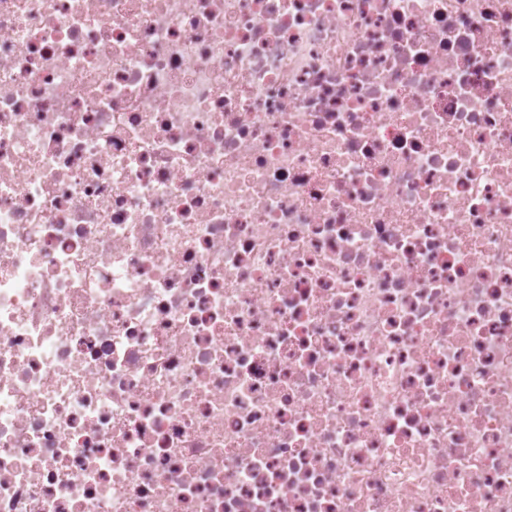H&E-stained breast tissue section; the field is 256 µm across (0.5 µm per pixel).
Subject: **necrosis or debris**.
I'll use <instances>...</instances> for the list:
<instances>
[{
  "label": "necrosis or debris",
  "mask_w": 512,
  "mask_h": 512,
  "mask_svg": "<svg viewBox=\"0 0 512 512\" xmlns=\"http://www.w3.org/2000/svg\"><path fill=\"white\" fill-rule=\"evenodd\" d=\"M0 512H512V0H0Z\"/></svg>",
  "instance_id": "1"
}]
</instances>
